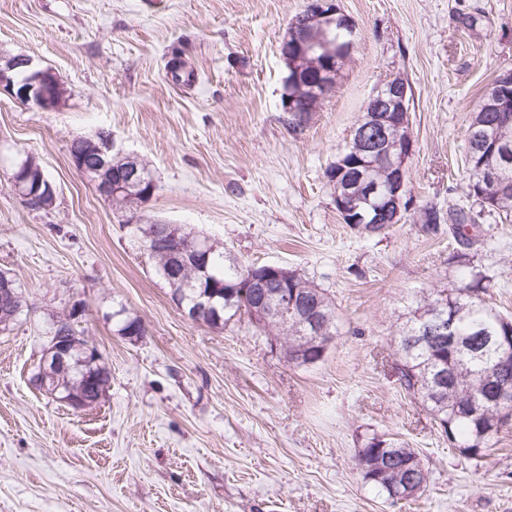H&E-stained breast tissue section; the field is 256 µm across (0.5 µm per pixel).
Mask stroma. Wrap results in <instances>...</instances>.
Instances as JSON below:
<instances>
[{"label": "stroma", "mask_w": 512, "mask_h": 512, "mask_svg": "<svg viewBox=\"0 0 512 512\" xmlns=\"http://www.w3.org/2000/svg\"><path fill=\"white\" fill-rule=\"evenodd\" d=\"M337 3L356 29L350 55L295 130L279 46L307 0H0V55L30 56L67 88L48 112L0 93V271L26 301L0 330V512H512V424L481 461L462 455L400 386L395 343L416 297L460 276L449 224L418 221L431 203L475 217L470 263L492 283L486 301L512 315V223L465 179L471 118L512 70V0ZM175 56L188 81L168 76ZM395 74L411 94V203L369 231L343 223L323 173ZM101 132L153 173L140 221L325 290L338 335L323 361L287 363L245 318L186 316L125 216L71 164V142ZM28 154L56 187L51 210L7 182ZM70 312L109 372L80 411L34 380ZM133 315L145 335L119 336ZM375 434L419 450L430 479L418 499L393 503L357 474Z\"/></svg>", "instance_id": "obj_1"}]
</instances>
